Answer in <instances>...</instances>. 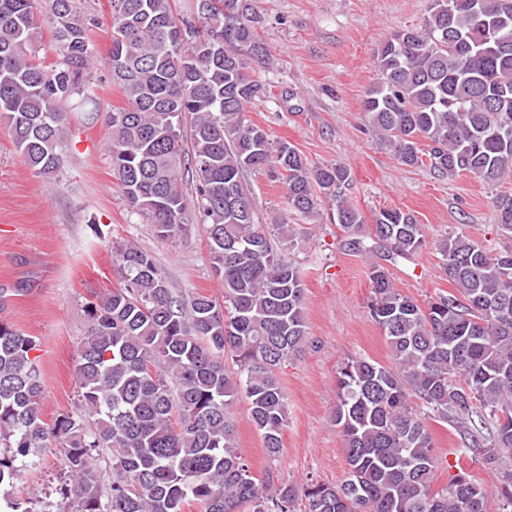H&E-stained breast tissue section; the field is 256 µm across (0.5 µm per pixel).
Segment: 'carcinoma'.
Masks as SVG:
<instances>
[{
  "label": "carcinoma",
  "instance_id": "1",
  "mask_svg": "<svg viewBox=\"0 0 512 512\" xmlns=\"http://www.w3.org/2000/svg\"><path fill=\"white\" fill-rule=\"evenodd\" d=\"M88 2L0 0V119L34 175H57L70 102H82L88 123L99 120L91 35L110 27L104 66L126 100L104 115L116 185L162 240L204 226L224 302L176 294L149 253L118 246L123 285L86 306L75 378L87 419L50 423L36 340L1 317L0 485L53 442L78 512H297L301 501L304 512H488L491 500L512 512V189L493 199L500 245L463 233L437 241L454 291L423 307L390 272L426 244L415 214L382 209L362 234L348 168L313 166L246 118L266 91L250 72L271 56L255 0H195L190 16L180 0H112L107 23ZM46 31L48 62L28 53ZM376 68L364 126L401 163L512 184V0H428L422 25L392 34ZM254 169L285 187L277 246L242 181ZM324 199L343 247L369 259V314L393 362L351 357L337 369L345 478L297 487L254 476L231 408L245 397L267 456L280 457L288 407L277 372L309 335L303 280L286 256L288 214L313 217ZM430 419L502 469L499 483L460 471L435 487ZM104 448L106 489L95 470Z\"/></svg>",
  "mask_w": 512,
  "mask_h": 512
}]
</instances>
